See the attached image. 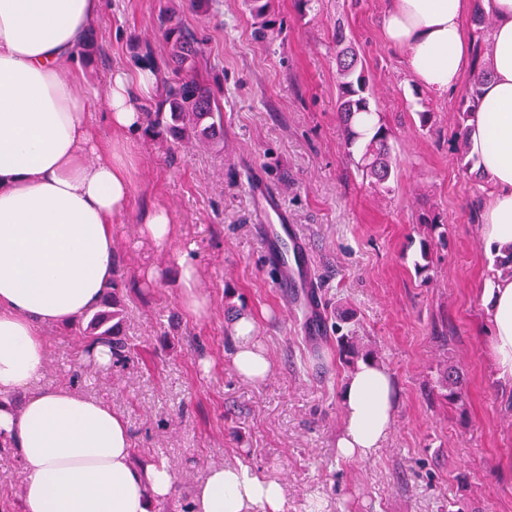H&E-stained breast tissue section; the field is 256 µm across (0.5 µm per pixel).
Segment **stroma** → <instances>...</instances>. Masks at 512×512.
I'll list each match as a JSON object with an SVG mask.
<instances>
[{"label": "stroma", "instance_id": "obj_1", "mask_svg": "<svg viewBox=\"0 0 512 512\" xmlns=\"http://www.w3.org/2000/svg\"><path fill=\"white\" fill-rule=\"evenodd\" d=\"M385 5L313 0L301 10L271 0L284 26L263 40L246 0H108L90 29L83 93L144 58L168 76L166 15L203 40L199 71L223 89V144L195 151L136 139L129 205L112 226L130 359L85 369L73 326L45 330L46 381L109 404L137 458L173 465L175 495L154 512H185L207 468L238 459L283 485L285 512H512V383L493 367L483 298L498 272L475 214L485 181L461 174L455 137L466 90L437 95L412 81L404 54L382 37ZM339 18L390 129L389 193L363 182L344 146L331 42ZM255 172L307 241L326 322L349 316L394 380V427L369 458L336 454L349 370L331 331L304 335L298 296L275 286L256 234ZM154 206L176 229L162 247L139 234ZM424 213L439 228L420 223ZM190 243L210 301L203 320L177 295L173 255ZM241 309L256 318L274 366L260 384L227 362L226 332ZM446 364L465 377L464 405L429 393ZM22 477L16 449L1 450L0 512H17Z\"/></svg>", "mask_w": 512, "mask_h": 512}]
</instances>
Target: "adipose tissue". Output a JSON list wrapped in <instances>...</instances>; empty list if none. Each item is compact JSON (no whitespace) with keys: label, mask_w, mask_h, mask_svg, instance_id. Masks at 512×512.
Returning a JSON list of instances; mask_svg holds the SVG:
<instances>
[{"label":"adipose tissue","mask_w":512,"mask_h":512,"mask_svg":"<svg viewBox=\"0 0 512 512\" xmlns=\"http://www.w3.org/2000/svg\"><path fill=\"white\" fill-rule=\"evenodd\" d=\"M492 19L491 77L468 121L485 178L480 231L488 247L512 249V0H388L382 35L406 56L416 84L444 94L473 64L464 20L473 5ZM106 0H0V442L16 448L25 473L20 512H152L172 498L162 461L139 464L124 418L106 403L44 382V329L72 322L99 303L114 273L112 225L132 185L131 147L155 93L152 64L112 72L91 95L76 92L82 51ZM102 109L116 134L101 150L90 116ZM183 309L201 317V273L189 250L176 256ZM491 349L512 380V278L485 299ZM235 372L263 381L270 359L251 313L231 324ZM27 396L21 409L8 398ZM397 406L393 379L368 361L342 391L346 429L338 456L364 459L381 448ZM281 483L243 463L210 466L189 512H285Z\"/></svg>","instance_id":"obj_1"}]
</instances>
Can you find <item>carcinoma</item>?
Listing matches in <instances>:
<instances>
[{
    "label": "carcinoma",
    "instance_id": "carcinoma-1",
    "mask_svg": "<svg viewBox=\"0 0 512 512\" xmlns=\"http://www.w3.org/2000/svg\"><path fill=\"white\" fill-rule=\"evenodd\" d=\"M249 11L256 20L259 33L271 38L276 33V20L271 17L269 0H248ZM168 48L167 67L174 78L164 81L163 90L154 106L147 112L146 132L160 136L165 142L179 147L189 144H218L224 140L221 111L214 90L198 78L199 43L178 22L166 19ZM472 37L476 44L485 40L491 22L476 9L472 16ZM345 25L336 21L333 48L336 49V85L338 88L337 114L345 133L348 154L360 153L358 168L363 180L378 190L392 191L390 181L395 161L389 142V129L380 119V112L371 105L370 79L359 67L358 57L346 46ZM490 71L480 68L474 72L471 89L459 108L457 140L463 145L459 156L462 172L468 173L477 162L470 155L467 140V121L477 110L480 86L489 78ZM124 304L117 285H112L97 306L75 323V332L88 341H104L111 345L112 354L121 363L129 357L130 347L123 333ZM331 330L336 335L340 360L353 366L361 355L359 337L354 330L335 322ZM431 393L451 404H464L467 399L465 379L458 370L447 366L440 371Z\"/></svg>",
    "mask_w": 512,
    "mask_h": 512
}]
</instances>
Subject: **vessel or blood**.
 Instances as JSON below:
<instances>
[{
    "instance_id": "obj_1",
    "label": "vessel or blood",
    "mask_w": 512,
    "mask_h": 512,
    "mask_svg": "<svg viewBox=\"0 0 512 512\" xmlns=\"http://www.w3.org/2000/svg\"><path fill=\"white\" fill-rule=\"evenodd\" d=\"M250 190L262 213L263 222L257 227L267 263L279 270L278 288L295 289L305 304L303 329L306 335L321 333L322 309L316 299L317 282L312 273L309 250L294 225L289 224L287 213L267 188L261 177H254Z\"/></svg>"
}]
</instances>
